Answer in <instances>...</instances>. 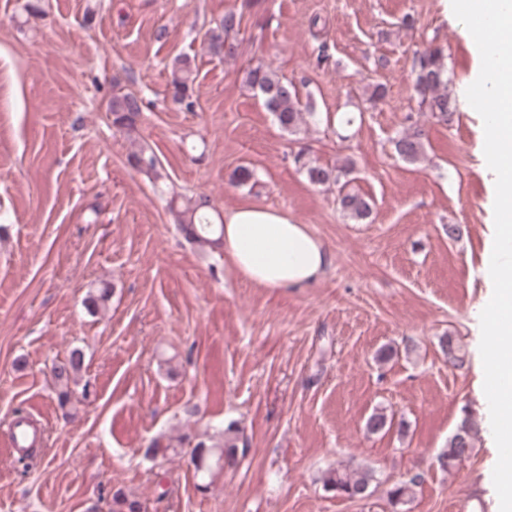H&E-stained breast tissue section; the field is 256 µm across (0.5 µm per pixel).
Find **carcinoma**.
I'll return each instance as SVG.
<instances>
[{
    "mask_svg": "<svg viewBox=\"0 0 512 512\" xmlns=\"http://www.w3.org/2000/svg\"><path fill=\"white\" fill-rule=\"evenodd\" d=\"M243 13L230 10L214 22L204 33V43L208 54L222 58H233L238 54V44L230 35L240 29ZM416 80L415 91L420 107L429 112L437 121L448 123L455 111V100L448 93L449 77L444 64L443 50L439 47L429 48L418 54L414 59ZM194 82L191 61L185 57H177L170 68L169 87L172 101L186 108L193 106L192 86ZM244 83L252 90L261 94L267 109L272 112L281 130L294 133L301 125L315 118V112L302 104L295 85L277 76L262 63L250 66L245 71ZM112 123L127 136L136 133L141 118V104L138 97L132 94H116L109 105ZM426 132L415 126L394 140L397 154L407 162L416 163L425 152ZM129 165L145 173L153 180L162 178L159 162L154 153L140 146L128 155ZM351 170L350 165L340 167L308 166L306 173L309 180L318 185L333 183L338 186L336 203L341 212L352 219L363 220L371 213L369 201L360 193L349 188L345 177ZM213 203L209 196L198 194L188 198L182 209L176 212L178 230L191 244L204 249L222 243L224 224H214L210 220ZM83 357L77 350L52 365L51 375L58 389L57 398L61 407H66L71 400L69 383L81 371ZM476 429L469 417H464L455 433L448 440V450L440 458V464L446 468L459 461V458L473 449ZM240 428L231 423L224 428L222 442L207 444L202 440L190 452L189 462L193 464L196 475L211 477L217 469H232L238 464V442ZM183 439L171 438L163 441L154 440L145 449V456L156 460H167L170 456L181 453L179 447ZM420 476L394 485L387 492L393 507L404 504L410 498ZM324 490L336 497L354 500L360 492L369 491L373 475L367 470H350L333 468L322 477ZM142 503L121 491L112 495V512H142Z\"/></svg>",
    "mask_w": 512,
    "mask_h": 512,
    "instance_id": "1",
    "label": "carcinoma"
}]
</instances>
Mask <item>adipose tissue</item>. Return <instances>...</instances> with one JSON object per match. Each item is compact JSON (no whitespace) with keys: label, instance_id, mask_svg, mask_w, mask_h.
Listing matches in <instances>:
<instances>
[{"label":"adipose tissue","instance_id":"ef3b65f1","mask_svg":"<svg viewBox=\"0 0 512 512\" xmlns=\"http://www.w3.org/2000/svg\"><path fill=\"white\" fill-rule=\"evenodd\" d=\"M224 255L254 286L302 288L318 281L333 257L324 243L288 212L255 205L224 213Z\"/></svg>","mask_w":512,"mask_h":512}]
</instances>
